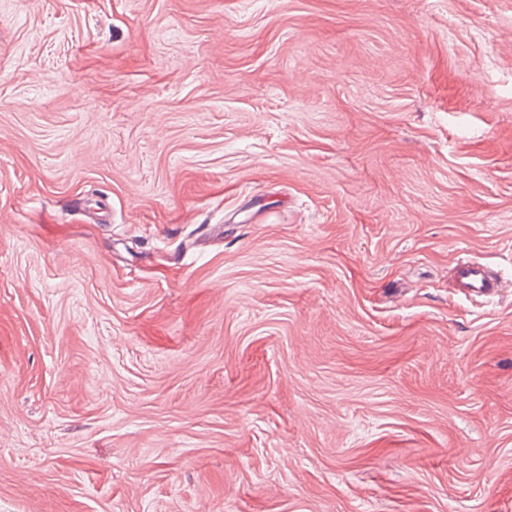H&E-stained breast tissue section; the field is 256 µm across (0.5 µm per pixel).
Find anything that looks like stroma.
<instances>
[{
    "label": "stroma",
    "mask_w": 512,
    "mask_h": 512,
    "mask_svg": "<svg viewBox=\"0 0 512 512\" xmlns=\"http://www.w3.org/2000/svg\"><path fill=\"white\" fill-rule=\"evenodd\" d=\"M0 512H512V0H0ZM456 288L465 295H489L501 288L485 266L470 259H461L453 268Z\"/></svg>",
    "instance_id": "stroma-1"
}]
</instances>
